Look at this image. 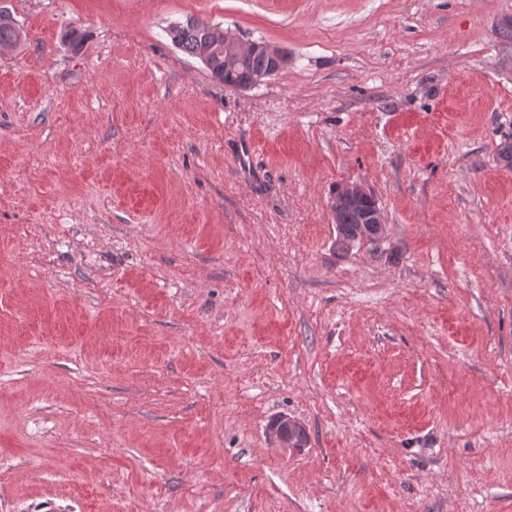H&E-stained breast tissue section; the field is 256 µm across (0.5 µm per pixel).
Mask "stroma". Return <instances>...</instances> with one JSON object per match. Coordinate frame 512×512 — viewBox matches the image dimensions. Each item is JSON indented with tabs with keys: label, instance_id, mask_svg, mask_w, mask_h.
Listing matches in <instances>:
<instances>
[{
	"label": "stroma",
	"instance_id": "35a3bbf8",
	"mask_svg": "<svg viewBox=\"0 0 512 512\" xmlns=\"http://www.w3.org/2000/svg\"><path fill=\"white\" fill-rule=\"evenodd\" d=\"M0 7V512H512V0ZM26 40V35L13 16L0 8V45L9 44L11 49H18ZM166 34L177 48L199 59L214 78L229 86L243 87L249 84L253 76L269 71L271 60L273 73L288 63L286 54L284 63V53L277 46L268 42H243L235 33L218 25H202L186 19L184 22L171 24ZM224 41L234 42L241 48L253 47L255 51H263L271 59L263 52L241 56L238 50L228 46L224 48ZM268 75L271 72L254 78L251 85L260 83ZM367 198H369V190L363 183L358 181L346 182L336 189L331 199L330 213L337 230H340L342 227L338 217ZM368 202L370 204H377L372 195ZM360 212L358 210L349 211L342 215L343 234L336 235L337 251H348L355 244L370 240L372 229L367 224H374L376 233L374 239L381 241L385 238L386 223L384 215L378 205H372L366 214L361 215V224H359ZM288 420L289 418L287 416H280L273 424L271 423L272 438H274L283 448L301 450L306 445L296 441L293 433L288 429Z\"/></svg>",
	"mask_w": 512,
	"mask_h": 512
}]
</instances>
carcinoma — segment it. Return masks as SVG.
<instances>
[{"mask_svg": "<svg viewBox=\"0 0 512 512\" xmlns=\"http://www.w3.org/2000/svg\"><path fill=\"white\" fill-rule=\"evenodd\" d=\"M171 42L186 54L200 60L210 74L224 84L242 87L253 76L269 71L271 59L262 52L242 56L239 51L224 46V28L184 21L166 30ZM26 40V35L13 16L0 8V45L8 44L16 50ZM360 212L349 211L342 215L343 234L336 237V250L347 251L352 246L370 241L372 229L359 223Z\"/></svg>", "mask_w": 512, "mask_h": 512, "instance_id": "1", "label": "carcinoma"}]
</instances>
